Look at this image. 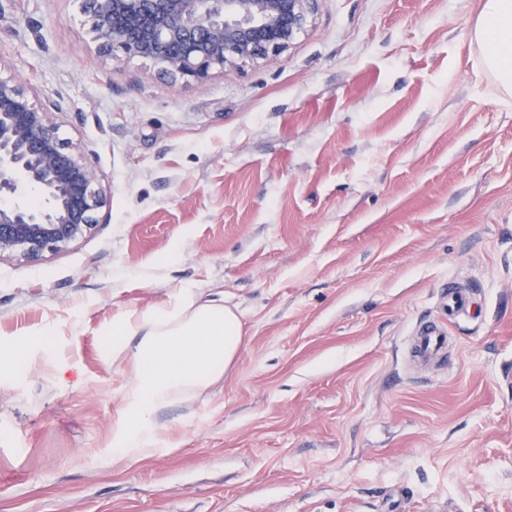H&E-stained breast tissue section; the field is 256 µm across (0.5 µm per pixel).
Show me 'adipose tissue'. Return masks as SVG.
Listing matches in <instances>:
<instances>
[{
  "label": "adipose tissue",
  "instance_id": "obj_1",
  "mask_svg": "<svg viewBox=\"0 0 512 512\" xmlns=\"http://www.w3.org/2000/svg\"><path fill=\"white\" fill-rule=\"evenodd\" d=\"M481 65L496 86L512 95V0H486L472 31ZM113 354L129 353L133 380L112 437L109 465L132 463L155 452L159 414L221 382L243 342L237 309L220 290L202 295L182 289L168 304L113 321ZM54 359L51 336L0 349V377L19 375L32 351Z\"/></svg>",
  "mask_w": 512,
  "mask_h": 512
}]
</instances>
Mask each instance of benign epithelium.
I'll return each mask as SVG.
<instances>
[{"label":"benign epithelium","mask_w":512,"mask_h":512,"mask_svg":"<svg viewBox=\"0 0 512 512\" xmlns=\"http://www.w3.org/2000/svg\"><path fill=\"white\" fill-rule=\"evenodd\" d=\"M316 0H89L92 32L111 57H142L174 82L202 84L224 67L270 60L312 22ZM32 191L41 201L31 205ZM106 192L45 108L0 80V255L33 260L95 227Z\"/></svg>","instance_id":"obj_1"}]
</instances>
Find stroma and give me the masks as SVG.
<instances>
[{"label":"stroma","instance_id":"35a3bbf8","mask_svg":"<svg viewBox=\"0 0 512 512\" xmlns=\"http://www.w3.org/2000/svg\"><path fill=\"white\" fill-rule=\"evenodd\" d=\"M483 0H316L281 56L172 82L99 53L81 0H0V78L96 169L93 232L0 256V512H512V98ZM473 293L445 360L410 337ZM220 288L243 345L103 467L131 382L115 317ZM486 74L512 95V1L486 0L472 31ZM444 306L448 313L449 324L466 317L472 309L473 298L466 288L455 285L448 287V293L443 297ZM39 351L48 359L55 357L53 338L48 334L33 337L26 346H9L0 349V377L14 378L22 371L32 351Z\"/></svg>","mask_w":512,"mask_h":512}]
</instances>
